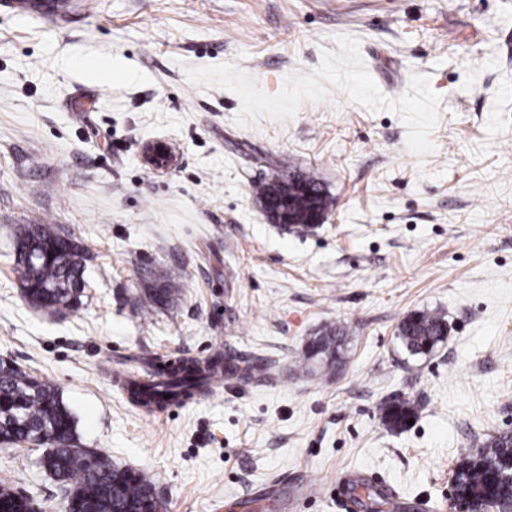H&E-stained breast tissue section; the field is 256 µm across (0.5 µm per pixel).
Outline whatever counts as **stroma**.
I'll return each mask as SVG.
<instances>
[{"label": "stroma", "instance_id": "1", "mask_svg": "<svg viewBox=\"0 0 512 512\" xmlns=\"http://www.w3.org/2000/svg\"><path fill=\"white\" fill-rule=\"evenodd\" d=\"M45 2L0 0V360L58 388L78 446L143 473L163 512L272 482L336 512L347 471L448 512L461 449L512 431V0ZM280 159L324 184V223L259 208ZM23 224L82 247L79 307L22 297ZM416 312L448 325L426 356L397 338ZM336 325L344 366L299 371ZM146 352L221 355L228 387L148 413L112 375ZM394 398L417 409L400 431ZM43 452L0 444V479L64 512ZM381 413L389 427L395 430L405 427L407 421L415 415L413 405L405 400L387 402Z\"/></svg>", "mask_w": 512, "mask_h": 512}]
</instances>
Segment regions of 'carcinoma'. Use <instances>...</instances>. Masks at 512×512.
<instances>
[{"label":"carcinoma","mask_w":512,"mask_h":512,"mask_svg":"<svg viewBox=\"0 0 512 512\" xmlns=\"http://www.w3.org/2000/svg\"><path fill=\"white\" fill-rule=\"evenodd\" d=\"M276 166L285 173L268 183L257 185V200L270 199L282 190L281 210L290 224L312 226L313 215L328 208L321 182L310 173L287 167L284 161ZM23 242L37 244L36 250H49L58 243L59 234L47 224H24L17 233ZM24 298L32 305L54 309H71L82 303L85 290V264L82 255L74 253L71 260L39 256L32 261L21 252L13 258ZM399 339L412 355H428L447 337L444 319L429 312L416 313L402 321ZM349 336L342 327L328 330L308 350L307 359L325 355L339 363ZM207 376L197 366L167 379L137 380L130 388L131 400L147 406L169 394L176 397L187 390L202 387ZM392 429L406 426L415 415L413 405L405 400L387 402L381 409ZM45 430L46 442L42 466L54 477L65 495L68 512H161L164 505L153 484L142 474L113 464L96 451L80 448L75 439V418L65 404L58 388L39 379L9 360H0V441L19 444L30 440L35 431ZM20 504L15 490L0 480V512H15Z\"/></svg>","instance_id":"carcinoma-1"}]
</instances>
